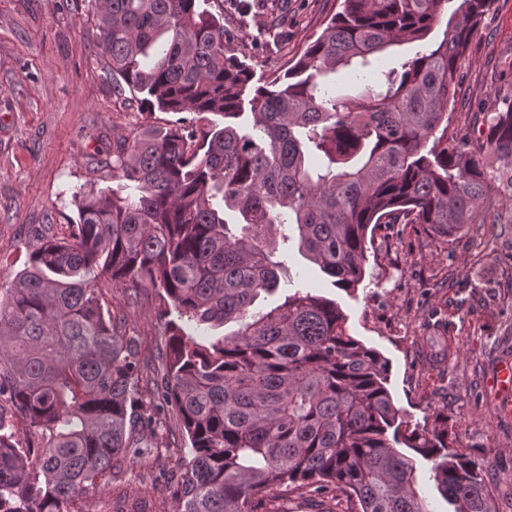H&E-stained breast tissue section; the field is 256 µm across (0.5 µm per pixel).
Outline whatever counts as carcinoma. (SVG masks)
<instances>
[{"label": "carcinoma", "mask_w": 512, "mask_h": 512, "mask_svg": "<svg viewBox=\"0 0 512 512\" xmlns=\"http://www.w3.org/2000/svg\"><path fill=\"white\" fill-rule=\"evenodd\" d=\"M443 38L373 83L330 92L341 68ZM493 0H342L277 86L251 87L209 0H95L97 54L119 90L179 115L112 149L115 186L77 191L69 237L51 225L0 290V512L78 503L148 450L161 416L188 439L174 512H271L280 489L341 491L357 512H426L403 444L433 462L454 512H495L447 422L401 430L388 362L349 334L336 301L278 290L277 230L348 291L374 224L451 237L495 193L512 201V99L477 141L448 135L457 61ZM494 156L499 165L476 158ZM167 306L166 373L153 413L141 371L100 302L102 281ZM238 324L205 344L182 323Z\"/></svg>", "instance_id": "cac0c4a2"}]
</instances>
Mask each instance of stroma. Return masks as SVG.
Returning <instances> with one entry per match:
<instances>
[{"label": "stroma", "instance_id": "stroma-1", "mask_svg": "<svg viewBox=\"0 0 512 512\" xmlns=\"http://www.w3.org/2000/svg\"><path fill=\"white\" fill-rule=\"evenodd\" d=\"M225 0L224 26L236 33L238 57L268 85L287 73L340 10V0ZM277 24L280 39L260 34ZM99 31L91 0H0V288L27 265L42 225L66 235L77 222L71 192L98 186L115 141L174 121L112 86L95 53ZM419 44L379 54L373 70L346 68L336 89L370 82L376 72L414 56ZM460 76L449 132L478 135L483 117L512 96V0H493L457 64ZM512 211L496 205L478 223L442 237L422 224H383L367 252L365 278L348 294L297 249L280 246L281 291L257 303L266 311L289 287L336 299L349 333L388 362L387 388L410 426L446 418L454 448L479 463L496 512H512V416L503 414L490 377L512 360ZM102 305L140 362L138 410L156 396L164 372L167 319L151 288L137 297L103 284ZM186 438L165 419L151 452L125 461L122 473L84 498L83 512H172ZM290 512H351L342 492L292 491Z\"/></svg>", "mask_w": 512, "mask_h": 512}]
</instances>
